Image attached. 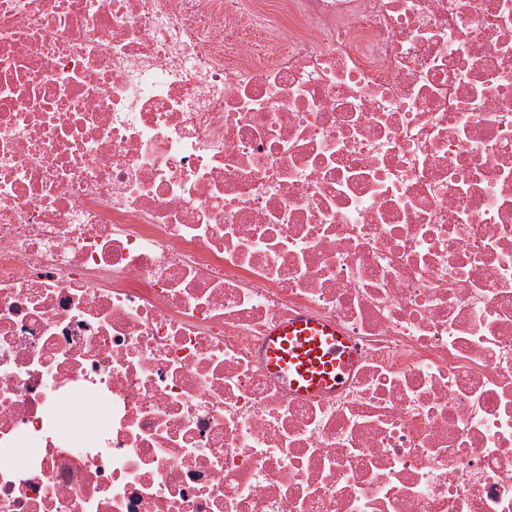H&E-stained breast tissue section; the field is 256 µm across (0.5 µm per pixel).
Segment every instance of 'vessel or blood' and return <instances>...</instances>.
I'll list each match as a JSON object with an SVG mask.
<instances>
[{
	"label": "vessel or blood",
	"mask_w": 512,
	"mask_h": 512,
	"mask_svg": "<svg viewBox=\"0 0 512 512\" xmlns=\"http://www.w3.org/2000/svg\"><path fill=\"white\" fill-rule=\"evenodd\" d=\"M262 357L293 395L311 397L336 391L357 351L337 326L302 314L270 331Z\"/></svg>",
	"instance_id": "1"
}]
</instances>
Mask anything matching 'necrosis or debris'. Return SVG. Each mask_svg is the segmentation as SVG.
Here are the masks:
<instances>
[{
    "instance_id": "4bbe7bcc",
    "label": "necrosis or debris",
    "mask_w": 512,
    "mask_h": 512,
    "mask_svg": "<svg viewBox=\"0 0 512 512\" xmlns=\"http://www.w3.org/2000/svg\"><path fill=\"white\" fill-rule=\"evenodd\" d=\"M0 512H512V0H0ZM262 357L267 372L293 395L311 397L336 391L357 351L337 326L302 314L270 331Z\"/></svg>"
}]
</instances>
